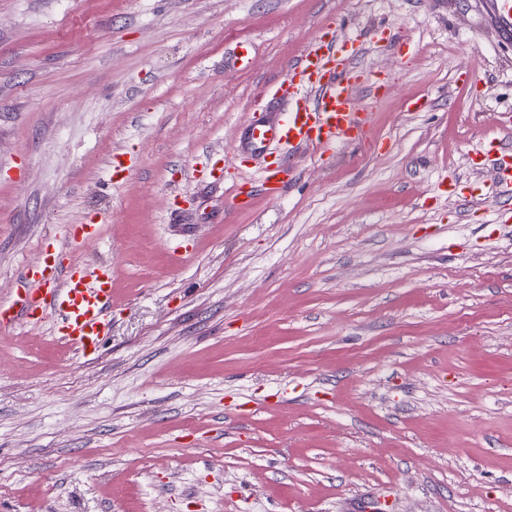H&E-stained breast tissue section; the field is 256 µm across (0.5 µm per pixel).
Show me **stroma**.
Returning <instances> with one entry per match:
<instances>
[{"label": "stroma", "instance_id": "35a3bbf8", "mask_svg": "<svg viewBox=\"0 0 512 512\" xmlns=\"http://www.w3.org/2000/svg\"><path fill=\"white\" fill-rule=\"evenodd\" d=\"M487 2L0 0V304L46 246L112 263L94 359L48 318L0 336V512H512V208L468 192L512 145ZM330 26L381 84L362 135L254 147ZM292 169L284 161L274 160L270 162L264 169L263 184L272 193L279 190L285 184V177H289Z\"/></svg>", "mask_w": 512, "mask_h": 512}]
</instances>
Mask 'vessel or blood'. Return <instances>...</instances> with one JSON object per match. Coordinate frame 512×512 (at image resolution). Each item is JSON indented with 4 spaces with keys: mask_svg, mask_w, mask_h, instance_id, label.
Instances as JSON below:
<instances>
[{
    "mask_svg": "<svg viewBox=\"0 0 512 512\" xmlns=\"http://www.w3.org/2000/svg\"><path fill=\"white\" fill-rule=\"evenodd\" d=\"M360 86L352 57L337 44L333 32L320 35L302 54L290 79L266 88V95L282 101L284 110L276 123L252 128V144L284 140L302 151L330 150L353 139L366 118L356 104ZM480 159L492 176L496 196L505 203L512 201V152L493 137L485 141ZM290 173L286 162L272 161L264 169V184L268 190H278ZM111 307L110 264L66 266L48 252L19 274L12 303L0 305V330L19 321L37 323L50 317L64 341L89 356L97 353L109 330Z\"/></svg>",
    "mask_w": 512,
    "mask_h": 512,
    "instance_id": "1",
    "label": "vessel or blood"
}]
</instances>
